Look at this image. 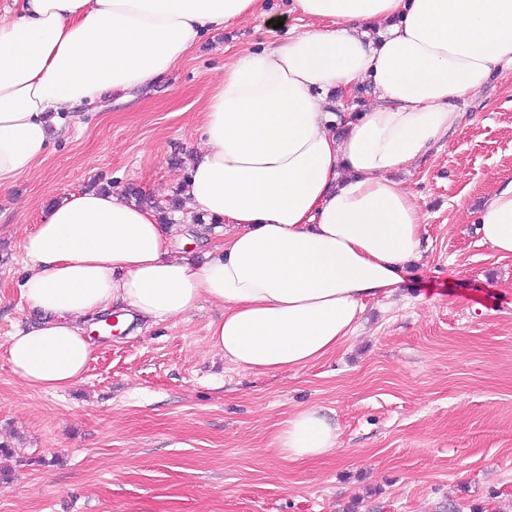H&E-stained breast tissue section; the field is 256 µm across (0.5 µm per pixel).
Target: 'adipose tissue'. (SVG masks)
I'll return each mask as SVG.
<instances>
[{"label":"adipose tissue","instance_id":"obj_1","mask_svg":"<svg viewBox=\"0 0 512 512\" xmlns=\"http://www.w3.org/2000/svg\"><path fill=\"white\" fill-rule=\"evenodd\" d=\"M264 0H20L0 15V188L30 174L61 113L163 80L202 34ZM307 24L224 65L184 185L187 213L223 221L196 259L184 225L110 192L77 191L26 233L21 295L36 316L6 358L35 390H63L93 358L91 331L222 304L211 349L259 374L301 369L354 332L366 300L401 288L421 254L414 195L391 175L457 128L456 102L512 68V0H291ZM377 29L370 39L368 29ZM375 100L361 108L358 91ZM512 254V181L475 215ZM312 405L272 447L312 461L338 445Z\"/></svg>","mask_w":512,"mask_h":512}]
</instances>
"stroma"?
Segmentation results:
<instances>
[{"mask_svg": "<svg viewBox=\"0 0 512 512\" xmlns=\"http://www.w3.org/2000/svg\"><path fill=\"white\" fill-rule=\"evenodd\" d=\"M288 0L211 32L165 79L65 113L35 171L0 193V442L20 464L0 512H512V255L475 213L512 180V70L458 102V129L396 173L423 217L399 291L302 369L243 371L208 345L220 305L140 330L100 329L82 381L26 387L5 355L29 321L22 240L57 198L134 189L172 224L201 112L235 54L299 26ZM317 405L339 444L292 462L270 447Z\"/></svg>", "mask_w": 512, "mask_h": 512, "instance_id": "stroma-1", "label": "stroma"}]
</instances>
